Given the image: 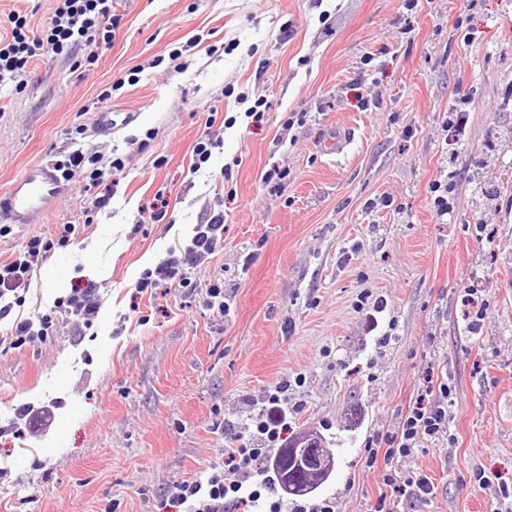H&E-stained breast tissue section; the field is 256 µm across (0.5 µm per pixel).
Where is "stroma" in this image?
<instances>
[{"label":"stroma","instance_id":"stroma-1","mask_svg":"<svg viewBox=\"0 0 512 512\" xmlns=\"http://www.w3.org/2000/svg\"><path fill=\"white\" fill-rule=\"evenodd\" d=\"M112 12L110 45L42 53L20 89L0 90V191L77 150L100 173L93 186L73 171L52 208L0 236V264L33 237L55 242L0 320V512H181L176 488L253 440L279 387L282 438L316 433L335 460L314 502L374 512L393 468L436 487L397 512H492L512 492V0H114ZM108 86L133 119L98 135ZM453 108L468 114L457 142ZM343 127V154L324 155ZM207 132L220 146L197 171ZM274 168L284 178L265 181ZM218 211L224 242L188 268L190 287L138 288ZM90 283L94 317L59 315L47 339L11 347L14 318ZM443 383L448 438L367 467V444ZM48 405L63 427L28 430L27 412Z\"/></svg>","mask_w":512,"mask_h":512}]
</instances>
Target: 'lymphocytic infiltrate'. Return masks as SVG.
<instances>
[{"label": "lymphocytic infiltrate", "mask_w": 512, "mask_h": 512, "mask_svg": "<svg viewBox=\"0 0 512 512\" xmlns=\"http://www.w3.org/2000/svg\"><path fill=\"white\" fill-rule=\"evenodd\" d=\"M56 8L49 22L41 30H33L27 15L10 13L4 32L0 33V86L17 84L27 71L30 61L40 52L62 53L79 40L98 45L112 41L114 30L112 0H55ZM224 215L214 213L206 223L196 225L191 243L180 260H165L155 268L146 270L138 286L156 288L170 283L189 286L187 266L215 252L223 240ZM51 242L41 238L29 241L26 250L10 263L0 265V319H5L21 299L16 291L28 279L42 253L48 252ZM452 392L448 384H441L434 400H417L404 416L398 431L384 436L385 452L368 448L366 462L375 465L378 457L399 459L408 456L413 448L424 443L438 441L448 435V408ZM269 418L257 426L262 440L260 447L241 444L231 449L223 467L212 469L203 479L180 486L178 498L184 512H201L200 501L219 502L228 493L240 495L242 503L251 506L253 512H281L274 484L263 488L243 490L236 476L250 470L266 457V446L278 439V422L286 411L278 395L269 400Z\"/></svg>", "instance_id": "1"}]
</instances>
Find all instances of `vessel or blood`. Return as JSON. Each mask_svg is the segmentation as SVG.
Segmentation results:
<instances>
[{"label": "vessel or blood", "mask_w": 512, "mask_h": 512, "mask_svg": "<svg viewBox=\"0 0 512 512\" xmlns=\"http://www.w3.org/2000/svg\"><path fill=\"white\" fill-rule=\"evenodd\" d=\"M63 189L64 181L54 169L30 165L0 194V222L28 223L32 214L46 210Z\"/></svg>", "instance_id": "1"}]
</instances>
